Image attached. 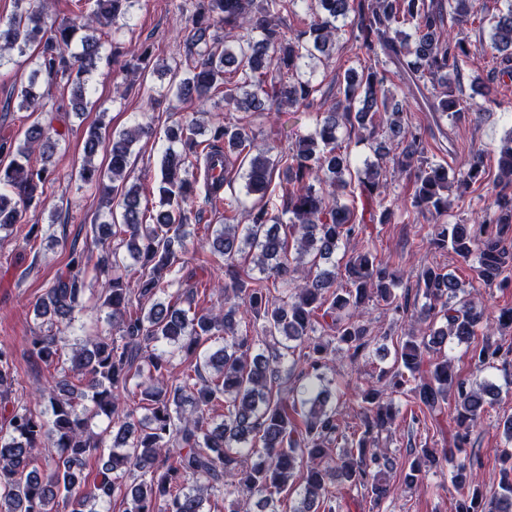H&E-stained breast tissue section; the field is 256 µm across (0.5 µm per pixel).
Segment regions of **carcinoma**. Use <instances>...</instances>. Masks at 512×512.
Masks as SVG:
<instances>
[{
    "label": "carcinoma",
    "instance_id": "obj_1",
    "mask_svg": "<svg viewBox=\"0 0 512 512\" xmlns=\"http://www.w3.org/2000/svg\"><path fill=\"white\" fill-rule=\"evenodd\" d=\"M139 2L93 0L87 15V0H75L74 18L56 23L41 0H14L13 14L0 23V67L36 51L18 109L44 112L36 81L60 79L70 95L55 111L82 117L103 40L127 25ZM298 3L197 0L185 27L190 64L182 75L178 65L163 66L176 80L177 96L192 102L222 88L228 110L311 108L320 85L303 78L301 69L334 51L338 22L350 18L366 54L383 52L419 92L431 91L426 100L436 118L455 122L468 111L461 63L469 49L447 35L446 21L449 15L467 20L479 0H311L299 28L288 35L274 19L295 15ZM217 22L243 35L230 43L211 33ZM490 25V49L511 59L512 3ZM388 79L385 68L348 69L336 81L331 105L317 114L313 132L290 150L253 152L254 137L237 123L207 129L193 117L168 129L159 209L150 224L130 158L154 129L137 124L105 136L102 122L89 126L79 178L106 196L109 220L98 228L117 224L112 235L120 239L112 259L100 260L92 277L88 250L72 243L65 270L33 306L40 323L29 338L32 356L49 365L71 346L61 379L17 393L13 353L0 344V400L14 398L0 418V512H104L116 501L123 512H205L210 497L221 494L233 504L240 497L253 501L251 512H279L277 503L296 472L302 473L303 487L292 512H336L347 486L366 490L378 503L390 491L386 476L394 469L378 448L379 435L394 419V396L418 407L415 421L446 414L454 424L450 447L417 450L405 484L418 482L428 467L450 464L460 490L456 512H512L511 450L503 451L502 479L489 499L465 465L453 464L454 451L468 445L496 386L467 385L444 353L450 344H464L476 370L496 367L512 349L488 337L473 343L475 328L484 323L512 329V307L490 316L455 277L427 266L420 274L426 302L416 312L420 335L403 338L377 384L358 390V437L341 430L326 380L332 351L355 360L369 347L361 321L367 303L375 299L407 313L395 266L369 250L336 262L340 244L362 233L353 208L329 205L324 191L327 186L343 193L350 186L352 159L342 149L339 130L361 138L367 129L372 137L376 160L364 164L359 182L361 194L379 198L378 223H390L394 214L381 191L387 169L413 171L414 207L434 221L430 245L449 248L465 262L476 256L474 272L485 287L512 286L506 275L512 268V137L498 149L492 209L475 224H448V171L428 161L427 129L405 122L404 103L390 97ZM380 112L387 119L379 140L374 134ZM204 132L209 138L203 143L197 136ZM62 137L52 123L39 120L20 140L0 135V232L23 223L28 208L44 203ZM101 149L108 158L105 170L93 162ZM277 173L285 181L280 209L267 196ZM238 174L245 195L256 199L249 223L232 224L226 216L208 240L211 253L224 258V305L201 308L197 297L204 282L194 272L176 277L186 252L188 206L202 181L206 205L214 211L233 208L224 199V183ZM479 181L482 157L473 152L456 182L464 193ZM132 264L139 271L135 278L128 276ZM255 270L263 277L252 276ZM102 276L98 308L107 311L119 338L65 336L86 310L91 280ZM178 357L189 368L170 384ZM132 383L140 395L134 406L124 400ZM44 402L46 412L38 409ZM139 408L145 415L137 419ZM95 418L106 421L99 433L91 429ZM46 442L56 456L42 469L36 451ZM93 460L98 470L88 483L84 471Z\"/></svg>",
    "mask_w": 512,
    "mask_h": 512
}]
</instances>
